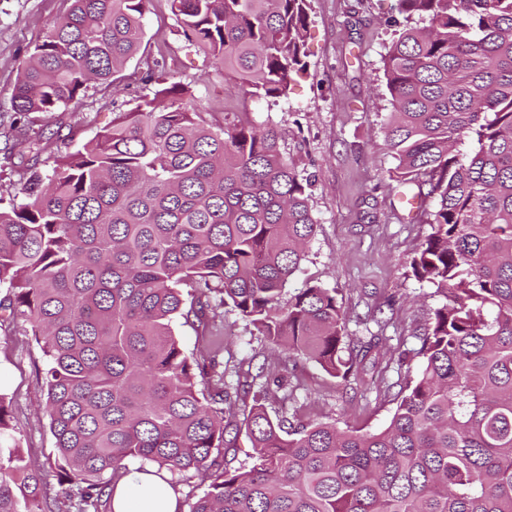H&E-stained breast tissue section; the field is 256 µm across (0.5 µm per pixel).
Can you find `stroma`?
<instances>
[{"label":"stroma","instance_id":"stroma-1","mask_svg":"<svg viewBox=\"0 0 512 512\" xmlns=\"http://www.w3.org/2000/svg\"><path fill=\"white\" fill-rule=\"evenodd\" d=\"M68 0H0V199L17 194L30 157L12 131L11 95L23 61L41 41L49 22L63 15ZM402 17L396 0H311L305 34V72L291 73L287 96L256 98L235 89L233 79L185 38L170 0H150L140 51L111 83H93L66 111L49 118L32 113L27 123L50 140L39 167L51 171L60 157L80 149L111 126L117 113L152 94L148 73L185 88V102L208 123L224 122L225 111L247 113L258 125L277 127L281 151L310 182L317 221L307 258L292 288L317 282L334 291L352 340L387 337V356L416 372L412 351L418 333L444 299L418 282L411 260L430 231L434 197L419 211L402 203L393 179L397 161L385 142L392 106L383 57ZM217 359L227 385L249 383L285 355L232 310L224 312L223 348ZM39 351L21 325L0 318V391L14 396V423L21 446L37 464L55 459L54 438L41 409L44 389ZM289 398L273 396L270 413L302 411L339 427H384L394 408L375 387V366L342 385L312 362L300 359L285 374Z\"/></svg>","mask_w":512,"mask_h":512}]
</instances>
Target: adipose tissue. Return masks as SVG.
Masks as SVG:
<instances>
[{"label":"adipose tissue","mask_w":512,"mask_h":512,"mask_svg":"<svg viewBox=\"0 0 512 512\" xmlns=\"http://www.w3.org/2000/svg\"><path fill=\"white\" fill-rule=\"evenodd\" d=\"M112 512H176L172 489L159 475L130 469L112 491Z\"/></svg>","instance_id":"obj_1"}]
</instances>
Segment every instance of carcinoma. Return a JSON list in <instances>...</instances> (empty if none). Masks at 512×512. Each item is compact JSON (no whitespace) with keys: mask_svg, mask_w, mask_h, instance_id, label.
<instances>
[{"mask_svg":"<svg viewBox=\"0 0 512 512\" xmlns=\"http://www.w3.org/2000/svg\"><path fill=\"white\" fill-rule=\"evenodd\" d=\"M70 2L12 93L15 137L37 154L44 136L27 115L65 111L143 42L149 0ZM310 2L171 10L248 94L280 98L304 68ZM397 7L385 137L398 185L436 198L411 268L445 302L414 336L417 374L386 383V426L272 416L256 393L243 421L253 463L220 461L240 399L216 361L225 306L345 384L353 358L387 337L347 351L336 292L289 293L317 221L278 131L245 112L213 126L159 76L152 97L51 173L26 168L19 200L0 208V312L41 353L56 449L52 472L28 463L0 392V512H108L132 459L202 474L189 512H512V0ZM178 321L209 337L198 352Z\"/></svg>","mask_w":512,"mask_h":512,"instance_id":"cac0c4a2","label":"carcinoma"}]
</instances>
